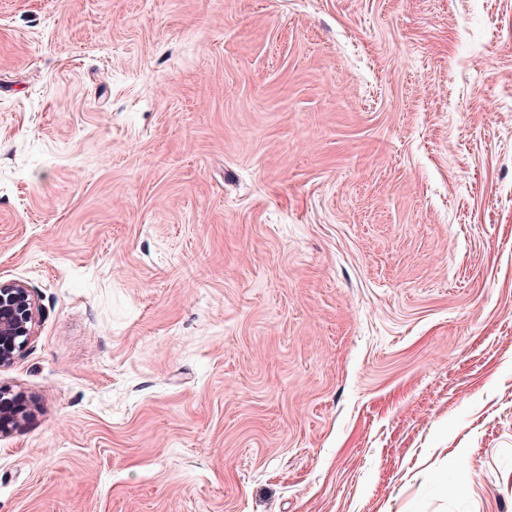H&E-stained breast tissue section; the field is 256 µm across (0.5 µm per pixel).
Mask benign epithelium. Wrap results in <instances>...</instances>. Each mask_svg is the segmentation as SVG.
Returning a JSON list of instances; mask_svg holds the SVG:
<instances>
[{
	"label": "benign epithelium",
	"instance_id": "1",
	"mask_svg": "<svg viewBox=\"0 0 512 512\" xmlns=\"http://www.w3.org/2000/svg\"><path fill=\"white\" fill-rule=\"evenodd\" d=\"M39 309L34 288L20 279L0 280V368L13 365L29 348ZM25 411L12 390L0 386V433L21 425Z\"/></svg>",
	"mask_w": 512,
	"mask_h": 512
}]
</instances>
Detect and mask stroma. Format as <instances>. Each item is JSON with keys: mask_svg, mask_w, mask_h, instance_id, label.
Wrapping results in <instances>:
<instances>
[{"mask_svg": "<svg viewBox=\"0 0 512 512\" xmlns=\"http://www.w3.org/2000/svg\"><path fill=\"white\" fill-rule=\"evenodd\" d=\"M0 512H512V0H0ZM39 309L34 288L20 279L0 280V368L29 348ZM24 405L19 398L12 394V390L5 386H0V433L17 428L21 425L25 416V411L21 407Z\"/></svg>", "mask_w": 512, "mask_h": 512, "instance_id": "obj_1", "label": "stroma"}]
</instances>
